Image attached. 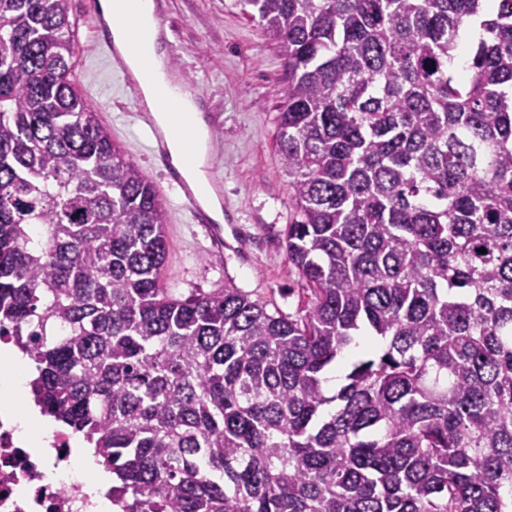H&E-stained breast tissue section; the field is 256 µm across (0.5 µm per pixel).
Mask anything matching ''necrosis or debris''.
Here are the masks:
<instances>
[{
	"label": "necrosis or debris",
	"instance_id": "obj_1",
	"mask_svg": "<svg viewBox=\"0 0 512 512\" xmlns=\"http://www.w3.org/2000/svg\"><path fill=\"white\" fill-rule=\"evenodd\" d=\"M82 438L57 431L41 453L0 416V512H93L81 476Z\"/></svg>",
	"mask_w": 512,
	"mask_h": 512
}]
</instances>
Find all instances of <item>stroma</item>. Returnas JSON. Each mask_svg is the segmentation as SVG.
Instances as JSON below:
<instances>
[{"mask_svg": "<svg viewBox=\"0 0 512 512\" xmlns=\"http://www.w3.org/2000/svg\"><path fill=\"white\" fill-rule=\"evenodd\" d=\"M91 0H73L80 17L72 81L113 139L152 181L167 210L164 285L179 296L233 285L294 313L304 283L288 263L284 231L293 219L288 172L275 140L283 76L280 47L244 14L238 0H166L165 48L187 92L213 123L209 174L224 183V217L239 241L216 256L205 229L182 211L166 166L147 149L136 103L110 60L90 53Z\"/></svg>", "mask_w": 512, "mask_h": 512, "instance_id": "35a3bbf8", "label": "stroma"}]
</instances>
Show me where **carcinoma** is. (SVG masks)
I'll list each match as a JSON object with an SVG mask.
<instances>
[{
	"instance_id": "obj_1",
	"label": "carcinoma",
	"mask_w": 512,
	"mask_h": 512,
	"mask_svg": "<svg viewBox=\"0 0 512 512\" xmlns=\"http://www.w3.org/2000/svg\"><path fill=\"white\" fill-rule=\"evenodd\" d=\"M239 2L284 56L288 316L163 287L71 0H0V336L35 403L122 512H512V0ZM81 467L83 471L91 473L96 476V482L92 486L88 487V492L90 494H95V499H98V490H108L110 486V477L107 473L104 472V469L101 465L98 464L96 457L93 454L92 449H88L85 451L82 460Z\"/></svg>"
}]
</instances>
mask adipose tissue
Listing matches in <instances>:
<instances>
[{"instance_id": "1", "label": "adipose tissue", "mask_w": 512, "mask_h": 512, "mask_svg": "<svg viewBox=\"0 0 512 512\" xmlns=\"http://www.w3.org/2000/svg\"><path fill=\"white\" fill-rule=\"evenodd\" d=\"M102 5L112 17V37L124 51L125 61L140 86L145 106L154 112L159 125L168 132L172 163L185 168L187 179L198 190L201 206L215 222H223L222 202L210 190L204 171L209 151V128L199 114L194 98L184 91L179 80L172 78L162 47L136 38L137 33L155 28L153 0H102ZM174 106L191 116L190 124L176 134L171 131L170 109Z\"/></svg>"}]
</instances>
